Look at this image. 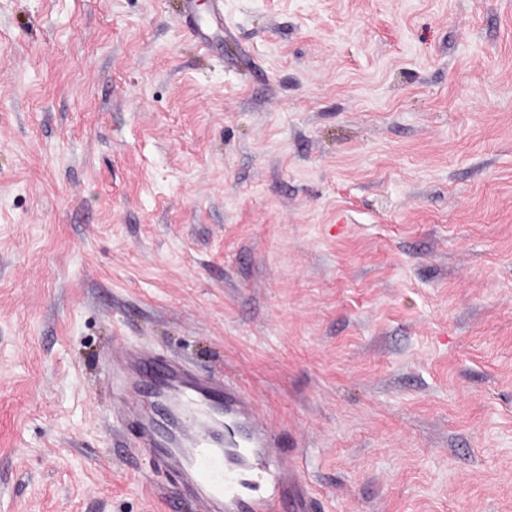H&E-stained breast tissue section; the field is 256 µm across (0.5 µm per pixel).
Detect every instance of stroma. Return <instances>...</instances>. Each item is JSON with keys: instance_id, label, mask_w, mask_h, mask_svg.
Wrapping results in <instances>:
<instances>
[{"instance_id": "35a3bbf8", "label": "stroma", "mask_w": 512, "mask_h": 512, "mask_svg": "<svg viewBox=\"0 0 512 512\" xmlns=\"http://www.w3.org/2000/svg\"><path fill=\"white\" fill-rule=\"evenodd\" d=\"M194 5L0 0V512H194L124 344L321 512H512V0Z\"/></svg>"}]
</instances>
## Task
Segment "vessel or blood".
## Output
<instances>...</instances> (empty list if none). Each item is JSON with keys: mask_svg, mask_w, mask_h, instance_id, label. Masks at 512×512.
Instances as JSON below:
<instances>
[{"mask_svg": "<svg viewBox=\"0 0 512 512\" xmlns=\"http://www.w3.org/2000/svg\"><path fill=\"white\" fill-rule=\"evenodd\" d=\"M128 394L135 445L179 480L200 512H316L299 466L238 387L153 353L113 357Z\"/></svg>", "mask_w": 512, "mask_h": 512, "instance_id": "1", "label": "vessel or blood"}]
</instances>
